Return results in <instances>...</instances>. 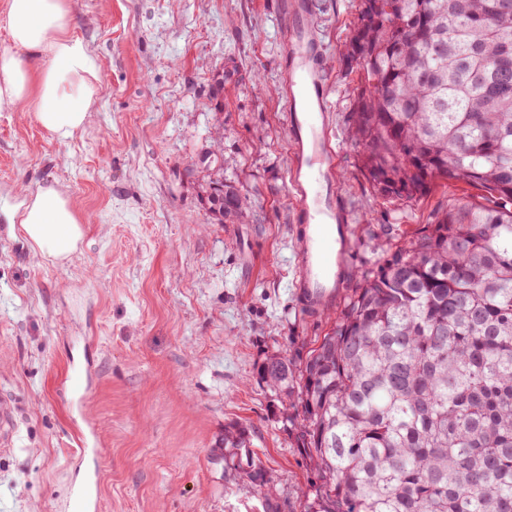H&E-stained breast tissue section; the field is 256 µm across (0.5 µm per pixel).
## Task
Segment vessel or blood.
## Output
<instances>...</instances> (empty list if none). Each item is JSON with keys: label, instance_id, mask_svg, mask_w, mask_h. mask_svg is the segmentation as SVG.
<instances>
[{"label": "vessel or blood", "instance_id": "vessel-or-blood-1", "mask_svg": "<svg viewBox=\"0 0 512 512\" xmlns=\"http://www.w3.org/2000/svg\"><path fill=\"white\" fill-rule=\"evenodd\" d=\"M287 23L284 52L289 95L285 102L290 145L289 184L301 220L293 286L305 306L335 302L343 286L351 228L336 202L332 180L335 152L326 124L323 58L309 27L308 0H279ZM15 424L9 403H0V452L14 449ZM92 465L74 490L77 512L101 508V458L97 438L79 436Z\"/></svg>", "mask_w": 512, "mask_h": 512}]
</instances>
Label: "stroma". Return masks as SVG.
Wrapping results in <instances>:
<instances>
[{
  "mask_svg": "<svg viewBox=\"0 0 512 512\" xmlns=\"http://www.w3.org/2000/svg\"><path fill=\"white\" fill-rule=\"evenodd\" d=\"M99 65L96 107L67 142L32 109L0 105V396L18 441L0 455V512H65L77 435L100 438L101 512H263L224 471L239 423L276 490L302 512L313 474L285 410L255 375L266 353L305 357L332 327L291 288L298 237L287 179L283 33L276 0H68ZM359 0H312L325 64L334 183L353 247L342 288L375 270L469 186L411 204L379 198L351 139L345 58ZM223 80L214 94L215 80ZM248 220L217 223L214 183ZM52 186L85 219L79 250L36 258L11 220L19 187ZM90 369L84 410L67 375Z\"/></svg>",
  "mask_w": 512,
  "mask_h": 512,
  "instance_id": "obj_1",
  "label": "stroma"
}]
</instances>
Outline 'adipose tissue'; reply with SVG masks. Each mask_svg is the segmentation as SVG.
I'll return each instance as SVG.
<instances>
[{
	"mask_svg": "<svg viewBox=\"0 0 512 512\" xmlns=\"http://www.w3.org/2000/svg\"><path fill=\"white\" fill-rule=\"evenodd\" d=\"M67 0H8L12 50L0 52V104H33L39 125L64 142L80 131L98 98L99 74L88 44L70 34ZM21 229L35 256L68 260L82 221L55 187L23 191Z\"/></svg>",
	"mask_w": 512,
	"mask_h": 512,
	"instance_id": "adipose-tissue-1",
	"label": "adipose tissue"
}]
</instances>
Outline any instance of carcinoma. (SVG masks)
Instances as JSON below:
<instances>
[{"instance_id":"obj_1","label":"carcinoma","mask_w":512,"mask_h":512,"mask_svg":"<svg viewBox=\"0 0 512 512\" xmlns=\"http://www.w3.org/2000/svg\"><path fill=\"white\" fill-rule=\"evenodd\" d=\"M351 133L374 192L448 199L333 313L306 357L266 355L262 383L314 482L304 512H512V0H359ZM243 217L236 190L211 198ZM247 429L224 465L275 489Z\"/></svg>"}]
</instances>
